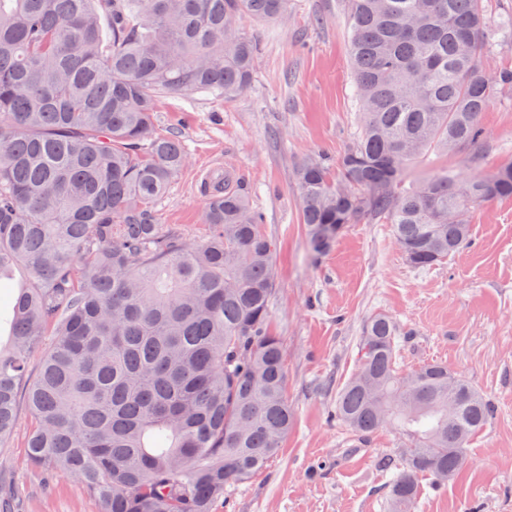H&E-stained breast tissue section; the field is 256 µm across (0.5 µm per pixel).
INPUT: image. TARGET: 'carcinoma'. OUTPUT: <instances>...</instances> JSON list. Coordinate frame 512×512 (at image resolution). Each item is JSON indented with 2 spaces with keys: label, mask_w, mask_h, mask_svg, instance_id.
Listing matches in <instances>:
<instances>
[{
  "label": "carcinoma",
  "mask_w": 512,
  "mask_h": 512,
  "mask_svg": "<svg viewBox=\"0 0 512 512\" xmlns=\"http://www.w3.org/2000/svg\"><path fill=\"white\" fill-rule=\"evenodd\" d=\"M287 12L288 0H0V279L27 274L0 345V447L25 403L29 460L76 477L101 512H212L292 424L270 330L276 249L248 192L214 182L202 240L155 210L187 159L156 130L158 98L246 91L256 47L237 21ZM344 19L361 129L337 175L320 157L296 168L308 246L324 254L379 217L429 268L467 242L474 209L512 198V166L404 185L427 150L484 143L481 113L512 70L482 69V0H344ZM399 336L386 314L365 322L336 415L410 441L390 500L412 512L417 476L457 475L494 407L441 364L402 372Z\"/></svg>",
  "instance_id": "obj_1"
}]
</instances>
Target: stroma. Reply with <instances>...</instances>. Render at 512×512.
Returning a JSON list of instances; mask_svg holds the SVG:
<instances>
[{
  "label": "stroma",
  "mask_w": 512,
  "mask_h": 512,
  "mask_svg": "<svg viewBox=\"0 0 512 512\" xmlns=\"http://www.w3.org/2000/svg\"><path fill=\"white\" fill-rule=\"evenodd\" d=\"M493 30L486 73L512 68V0H484ZM257 44L250 88L227 100L161 98L159 133L177 136L188 161L157 202L159 223L204 238L201 185L214 164L254 191L252 203L276 246L273 332L281 336L294 423L282 452L251 479L227 486L214 512H390L388 494L408 440L390 429L359 437L336 417V398L359 366L362 327L385 313L404 333L399 361L411 370L446 365L492 402L494 413L468 444L469 464L438 484L419 480L413 512H512V198L475 209L468 244L426 270L405 259L391 225H347L329 252L311 254L295 184L299 161L336 163L359 132L348 32L341 0H291L272 22L245 17ZM481 125L487 145L475 161L444 151L421 169L487 174L512 165V90L495 95ZM10 447L0 448V512H100L98 501L62 471L33 466L27 409ZM392 458L391 468L381 462Z\"/></svg>",
  "instance_id": "stroma-1"
}]
</instances>
